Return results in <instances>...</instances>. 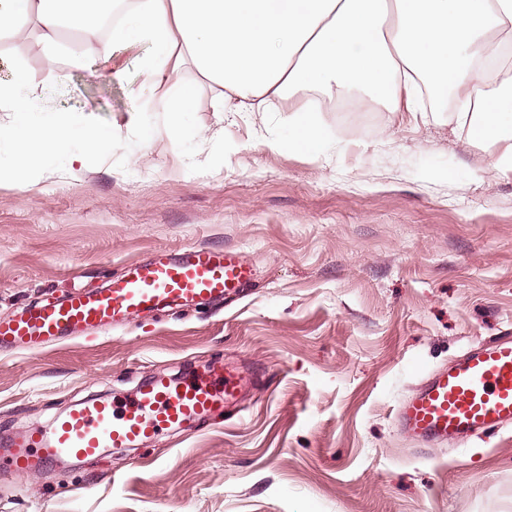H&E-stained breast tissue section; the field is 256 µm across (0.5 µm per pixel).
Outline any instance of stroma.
<instances>
[{"label":"stroma","mask_w":512,"mask_h":512,"mask_svg":"<svg viewBox=\"0 0 512 512\" xmlns=\"http://www.w3.org/2000/svg\"><path fill=\"white\" fill-rule=\"evenodd\" d=\"M143 45L66 81L30 65L41 103L132 129ZM199 81L192 173L164 127L126 170L54 172L0 187V317L105 288L158 248L233 247L258 276L233 304L201 299L0 350V444L145 379L224 361L250 382L244 417L149 446L0 480V512H512V430L422 448L399 405L469 347L512 338V170L489 166L453 114L405 93L339 85L269 103L219 102ZM310 113L317 154L286 147Z\"/></svg>","instance_id":"1"}]
</instances>
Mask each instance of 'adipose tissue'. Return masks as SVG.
<instances>
[{"mask_svg": "<svg viewBox=\"0 0 512 512\" xmlns=\"http://www.w3.org/2000/svg\"><path fill=\"white\" fill-rule=\"evenodd\" d=\"M114 0H0V37L31 29L44 68L62 75V35L97 51L99 17ZM512 33V0H134L108 47L146 45L141 90L165 112H191L193 67L242 101L333 84L385 94L428 85L440 110L456 89L475 112L459 113L489 165L512 169V91L489 97L478 74L494 55L489 30Z\"/></svg>", "mask_w": 512, "mask_h": 512, "instance_id": "obj_1", "label": "adipose tissue"}]
</instances>
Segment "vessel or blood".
<instances>
[{"label": "vessel or blood", "mask_w": 512, "mask_h": 512, "mask_svg": "<svg viewBox=\"0 0 512 512\" xmlns=\"http://www.w3.org/2000/svg\"><path fill=\"white\" fill-rule=\"evenodd\" d=\"M256 276L254 265L234 248H160L111 288L77 292L56 305L0 319V348L36 350L63 339L70 328L117 326L132 312L160 311L183 300L234 301ZM244 383L242 372L215 364L191 381L154 378L119 407L90 399L58 418L51 430L30 429L0 447V472L34 474L71 457L146 445L165 429L235 406ZM396 422L405 437L425 448L501 434L512 425V340L470 347L431 372L401 403Z\"/></svg>", "instance_id": "obj_1"}]
</instances>
